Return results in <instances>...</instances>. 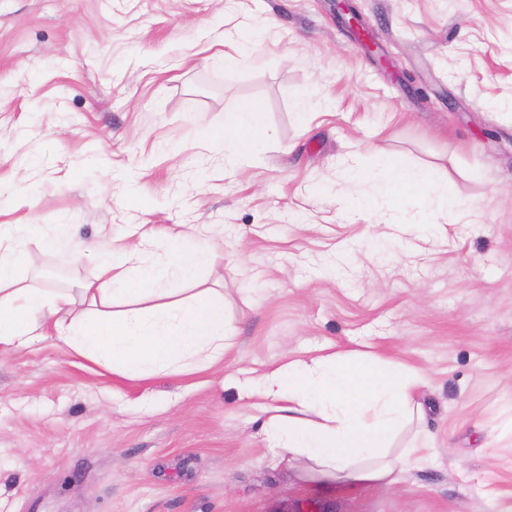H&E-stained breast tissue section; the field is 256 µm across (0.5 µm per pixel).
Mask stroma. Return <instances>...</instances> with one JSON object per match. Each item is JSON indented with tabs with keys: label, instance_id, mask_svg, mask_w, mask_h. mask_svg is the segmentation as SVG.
Here are the masks:
<instances>
[{
	"label": "stroma",
	"instance_id": "stroma-1",
	"mask_svg": "<svg viewBox=\"0 0 512 512\" xmlns=\"http://www.w3.org/2000/svg\"><path fill=\"white\" fill-rule=\"evenodd\" d=\"M412 88L335 0H0V224H64L68 262L25 242L23 275L72 288L109 242L182 231L233 328L194 374L121 377L53 338L0 355V512H512V0H353ZM258 48L225 67V35ZM243 99L262 145L209 131ZM434 165L471 223H390L375 150ZM355 167L361 177L346 183ZM369 352L421 370L431 442L388 486L303 479L266 447L242 386L292 358Z\"/></svg>",
	"mask_w": 512,
	"mask_h": 512
}]
</instances>
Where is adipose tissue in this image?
Returning a JSON list of instances; mask_svg holds the SVG:
<instances>
[{
  "label": "adipose tissue",
  "instance_id": "obj_1",
  "mask_svg": "<svg viewBox=\"0 0 512 512\" xmlns=\"http://www.w3.org/2000/svg\"><path fill=\"white\" fill-rule=\"evenodd\" d=\"M261 109L240 101L224 113L215 138L228 158L255 151ZM382 197L424 196L454 223H467L472 207L449 194L434 167L375 155ZM23 246L14 224H0V353L25 349L52 336L77 356L124 376L202 371L224 357L231 331L224 298L203 288L185 294L214 263L210 246L185 249L181 234L166 236L163 258L120 246L110 249L94 278L82 284L93 316L66 318L74 295L41 288L17 272ZM415 368L374 357L327 353L289 360L251 383L267 448L321 486L389 485L422 460L420 448L395 450L401 429L422 416L412 396L425 384Z\"/></svg>",
  "mask_w": 512,
  "mask_h": 512
}]
</instances>
